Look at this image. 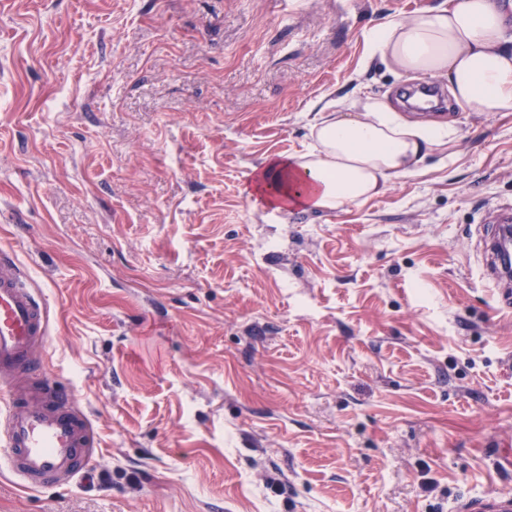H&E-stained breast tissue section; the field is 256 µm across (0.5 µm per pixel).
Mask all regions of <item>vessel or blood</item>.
I'll use <instances>...</instances> for the list:
<instances>
[{"mask_svg": "<svg viewBox=\"0 0 512 512\" xmlns=\"http://www.w3.org/2000/svg\"><path fill=\"white\" fill-rule=\"evenodd\" d=\"M49 311L13 254L0 251V445L10 469L31 488L72 481L83 472L81 453L92 452L89 419L60 394L39 354ZM460 512H512V494L463 501Z\"/></svg>", "mask_w": 512, "mask_h": 512, "instance_id": "obj_1", "label": "vessel or blood"}]
</instances>
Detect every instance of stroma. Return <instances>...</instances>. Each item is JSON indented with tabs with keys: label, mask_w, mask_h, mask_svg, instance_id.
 <instances>
[{
	"label": "stroma",
	"mask_w": 512,
	"mask_h": 512,
	"mask_svg": "<svg viewBox=\"0 0 512 512\" xmlns=\"http://www.w3.org/2000/svg\"><path fill=\"white\" fill-rule=\"evenodd\" d=\"M438 0H0V249L91 478L0 512H455L512 491V311L478 230L512 206V112L460 106L342 211L248 192L315 106L395 99L368 32Z\"/></svg>",
	"instance_id": "obj_1"
}]
</instances>
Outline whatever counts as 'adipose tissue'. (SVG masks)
<instances>
[{
    "label": "adipose tissue",
    "instance_id": "1",
    "mask_svg": "<svg viewBox=\"0 0 512 512\" xmlns=\"http://www.w3.org/2000/svg\"><path fill=\"white\" fill-rule=\"evenodd\" d=\"M368 41L399 76L444 77L462 107L512 112V8L503 0H443L422 15L386 20ZM321 109L308 152L269 157L254 174L253 189L272 211L344 210L415 172L454 135L405 120L383 98L329 99Z\"/></svg>",
    "mask_w": 512,
    "mask_h": 512
}]
</instances>
